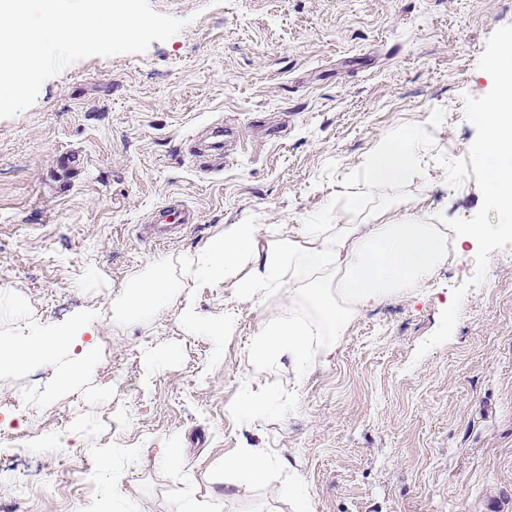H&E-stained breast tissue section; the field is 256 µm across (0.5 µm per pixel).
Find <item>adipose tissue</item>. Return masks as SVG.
<instances>
[{"label":"adipose tissue","mask_w":512,"mask_h":512,"mask_svg":"<svg viewBox=\"0 0 512 512\" xmlns=\"http://www.w3.org/2000/svg\"><path fill=\"white\" fill-rule=\"evenodd\" d=\"M488 73L494 92L479 115L484 140L477 159L488 173L483 187L487 203L501 223L511 225L512 37L502 42ZM419 143L412 128L384 136L369 160L367 188L402 184ZM482 234V229L468 228L452 239L446 225L403 213L382 224H305L295 236L262 244L255 225L232 224L198 256L186 258L185 279L197 286L234 280L248 301L287 291L285 315L262 326L250 351L256 367L285 358L295 375L303 376L331 353L361 309L421 287L444 259L449 242L461 247ZM164 267L156 260L149 273L132 275L128 314L148 322L166 304L176 284L166 278ZM91 329L88 321L55 332L31 329L29 335L0 345V364L20 367L50 349L68 348L75 357L67 376L75 378L90 366L80 347Z\"/></svg>","instance_id":"adipose-tissue-1"}]
</instances>
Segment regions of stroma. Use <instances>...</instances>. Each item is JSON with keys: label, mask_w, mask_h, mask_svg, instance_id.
<instances>
[{"label": "stroma", "mask_w": 512, "mask_h": 512, "mask_svg": "<svg viewBox=\"0 0 512 512\" xmlns=\"http://www.w3.org/2000/svg\"><path fill=\"white\" fill-rule=\"evenodd\" d=\"M184 19L140 54L88 57L0 119V341L16 310L64 327L95 315L92 361L61 378V348L0 367V505L18 512H512V230L449 250L433 278L363 309L304 378L287 360L254 377L250 339L284 313L232 282L174 293L148 323L118 312L129 278L184 258L231 224L260 240L300 224H379L404 208L456 229L497 224L476 160L488 64L512 0H149ZM420 136L414 170L368 190L385 135ZM358 207L349 210V199ZM179 200L192 224L158 242L148 215ZM264 390L253 417L234 406ZM140 450L128 459L125 449ZM278 459L265 482L224 461ZM183 320L193 333H203L210 336H222L233 325V318L229 314L224 315V320L213 323L198 321L189 302L183 308Z\"/></svg>", "instance_id": "1"}]
</instances>
